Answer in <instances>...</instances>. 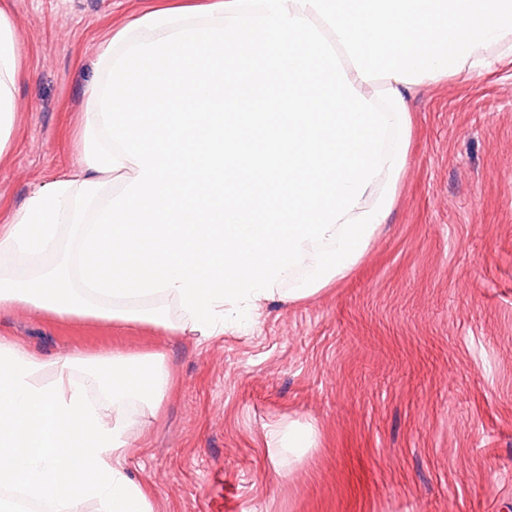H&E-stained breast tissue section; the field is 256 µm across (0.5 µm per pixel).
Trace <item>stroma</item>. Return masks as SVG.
<instances>
[{
	"instance_id": "1",
	"label": "stroma",
	"mask_w": 512,
	"mask_h": 512,
	"mask_svg": "<svg viewBox=\"0 0 512 512\" xmlns=\"http://www.w3.org/2000/svg\"><path fill=\"white\" fill-rule=\"evenodd\" d=\"M23 57L0 212L80 149L99 46L178 0H0ZM397 197L363 261L202 339L14 307L0 329L46 360L79 348L165 353L177 388L128 471L153 512H512V60L425 85ZM314 427L292 457L275 426Z\"/></svg>"
}]
</instances>
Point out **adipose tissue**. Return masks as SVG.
<instances>
[{
    "mask_svg": "<svg viewBox=\"0 0 512 512\" xmlns=\"http://www.w3.org/2000/svg\"><path fill=\"white\" fill-rule=\"evenodd\" d=\"M508 58L512 0H208L132 22L99 48L77 172L0 222V308L159 326L169 297L216 336L307 266L288 298L309 299L362 261L393 205L407 95ZM20 63L0 7V162ZM45 365L0 333V489L54 512H152L125 462L176 387L165 354L75 351L36 382Z\"/></svg>",
    "mask_w": 512,
    "mask_h": 512,
    "instance_id": "1",
    "label": "adipose tissue"
}]
</instances>
